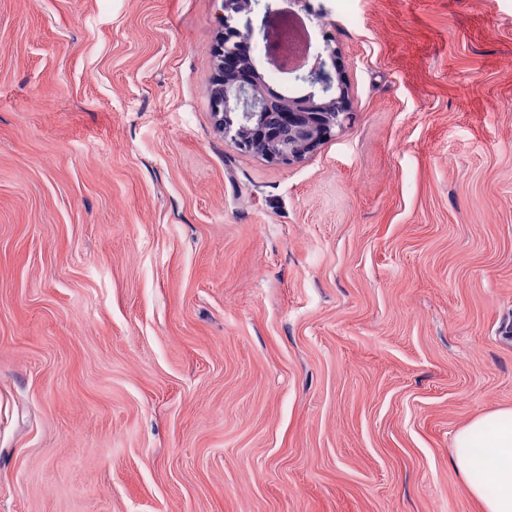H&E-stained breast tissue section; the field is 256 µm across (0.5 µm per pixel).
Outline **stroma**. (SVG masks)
<instances>
[{
  "label": "stroma",
  "instance_id": "stroma-1",
  "mask_svg": "<svg viewBox=\"0 0 512 512\" xmlns=\"http://www.w3.org/2000/svg\"><path fill=\"white\" fill-rule=\"evenodd\" d=\"M349 121L209 107L221 0H0V512H483L512 408V0H271ZM284 42L288 45V50L292 54L295 62L301 61L304 56H309L311 41L306 24L299 15L289 18L284 24L281 45ZM455 465L484 512H512V409L476 417L459 431Z\"/></svg>",
  "mask_w": 512,
  "mask_h": 512
}]
</instances>
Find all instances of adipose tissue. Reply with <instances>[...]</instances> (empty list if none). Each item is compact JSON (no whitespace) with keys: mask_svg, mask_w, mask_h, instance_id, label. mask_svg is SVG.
Listing matches in <instances>:
<instances>
[{"mask_svg":"<svg viewBox=\"0 0 512 512\" xmlns=\"http://www.w3.org/2000/svg\"><path fill=\"white\" fill-rule=\"evenodd\" d=\"M455 465L484 512H512V409L476 417L459 431Z\"/></svg>","mask_w":512,"mask_h":512,"instance_id":"1","label":"adipose tissue"}]
</instances>
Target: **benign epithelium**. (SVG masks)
Listing matches in <instances>:
<instances>
[{"mask_svg":"<svg viewBox=\"0 0 512 512\" xmlns=\"http://www.w3.org/2000/svg\"><path fill=\"white\" fill-rule=\"evenodd\" d=\"M259 2L221 0L222 33L214 47L209 104L232 148L258 153L272 163L290 165L331 135L334 128L342 127L350 119L352 104L342 75L327 68L320 53L310 67L294 69L289 67L285 51L268 48L270 64L311 88L298 97L268 93L262 74L251 61V71L245 76L224 64L229 57L251 58L249 48L255 38L251 14ZM273 106L280 108L281 123L288 128L286 140H279L277 130L265 127V116Z\"/></svg>","mask_w":512,"mask_h":512,"instance_id":"obj_1","label":"benign epithelium"}]
</instances>
